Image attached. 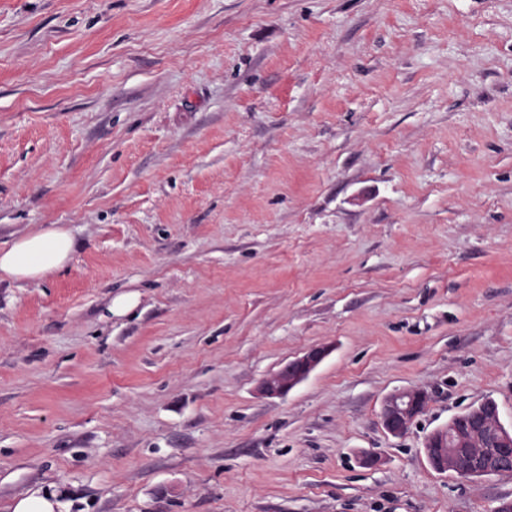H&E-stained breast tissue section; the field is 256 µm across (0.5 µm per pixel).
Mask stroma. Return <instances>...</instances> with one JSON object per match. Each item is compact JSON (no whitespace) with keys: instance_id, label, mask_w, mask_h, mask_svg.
Returning a JSON list of instances; mask_svg holds the SVG:
<instances>
[{"instance_id":"stroma-1","label":"stroma","mask_w":512,"mask_h":512,"mask_svg":"<svg viewBox=\"0 0 512 512\" xmlns=\"http://www.w3.org/2000/svg\"><path fill=\"white\" fill-rule=\"evenodd\" d=\"M42 224L75 249L0 281V512L512 499L424 455L512 425V0H0V246ZM331 352L327 346H316L290 360L276 372L267 376L259 386L261 395L277 398L287 395L305 381ZM429 403V395L421 389L402 390L386 398L381 412L384 429L392 436L403 435L412 420L421 414ZM61 503L54 496L31 493L16 498L11 505V512H57Z\"/></svg>"}]
</instances>
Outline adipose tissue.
<instances>
[{"label":"adipose tissue","mask_w":512,"mask_h":512,"mask_svg":"<svg viewBox=\"0 0 512 512\" xmlns=\"http://www.w3.org/2000/svg\"><path fill=\"white\" fill-rule=\"evenodd\" d=\"M74 240L69 230L46 224L0 247V280L38 282L69 265Z\"/></svg>","instance_id":"1"}]
</instances>
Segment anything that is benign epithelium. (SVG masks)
<instances>
[{"label": "benign epithelium", "instance_id": "benign-epithelium-1", "mask_svg": "<svg viewBox=\"0 0 512 512\" xmlns=\"http://www.w3.org/2000/svg\"><path fill=\"white\" fill-rule=\"evenodd\" d=\"M329 353L327 346L305 350L267 376L259 386L260 394L267 398L287 395ZM428 403L429 395L421 389L391 394L382 407L384 429L394 437L403 435ZM424 452L431 468L439 473L451 472L463 478H477L485 472L512 475V427L502 423L496 401L486 398L430 434Z\"/></svg>", "mask_w": 512, "mask_h": 512}]
</instances>
